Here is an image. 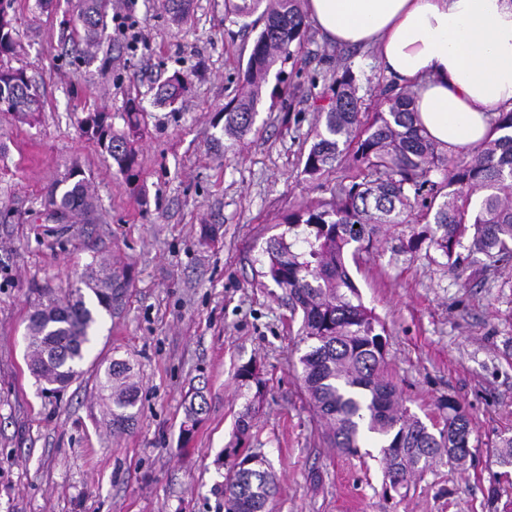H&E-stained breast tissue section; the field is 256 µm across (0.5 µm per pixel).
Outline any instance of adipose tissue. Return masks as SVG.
<instances>
[{
    "mask_svg": "<svg viewBox=\"0 0 512 512\" xmlns=\"http://www.w3.org/2000/svg\"><path fill=\"white\" fill-rule=\"evenodd\" d=\"M305 12L333 42L374 46L448 151L478 146L512 111V0H305Z\"/></svg>",
    "mask_w": 512,
    "mask_h": 512,
    "instance_id": "obj_1",
    "label": "adipose tissue"
}]
</instances>
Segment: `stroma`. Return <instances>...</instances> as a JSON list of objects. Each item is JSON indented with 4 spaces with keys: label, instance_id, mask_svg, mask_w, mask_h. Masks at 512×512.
<instances>
[{
    "label": "stroma",
    "instance_id": "1",
    "mask_svg": "<svg viewBox=\"0 0 512 512\" xmlns=\"http://www.w3.org/2000/svg\"><path fill=\"white\" fill-rule=\"evenodd\" d=\"M76 4H14L9 63L27 72L44 107L32 122L0 112V512H224L239 444L270 463L273 512H512V467L495 458L512 436V266L479 279L436 252L406 251L405 227L382 230L351 264L363 304L386 327V372L402 406L440 428L439 402L453 397L472 421V460L437 464L397 489L374 442L355 455L329 447L301 380L302 316L263 274L266 243L287 232L288 213L333 197L348 159L315 182L302 173L318 109L345 64L365 105L380 102L388 79L375 50L337 45L308 25L286 65L294 96L263 98L251 132L233 143L220 111L243 90L256 33L225 16L224 0H194L178 23L161 0H112L91 62ZM176 72L188 92L156 104ZM133 103L140 174L131 185L81 120L109 113L121 134ZM73 166L95 192L96 219L46 221V191ZM205 224L219 228L209 242ZM111 257L129 265L125 304L99 319L83 377L49 393L26 364L32 306ZM115 359L141 386L136 419L120 434L97 386ZM249 363L262 390L238 377ZM197 389L207 411L186 444L181 426ZM257 393L259 410L239 436L237 419Z\"/></svg>",
    "mask_w": 512,
    "mask_h": 512
}]
</instances>
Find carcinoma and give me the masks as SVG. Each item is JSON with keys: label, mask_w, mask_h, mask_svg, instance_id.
Returning <instances> with one entry per match:
<instances>
[{"label": "carcinoma", "mask_w": 512, "mask_h": 512, "mask_svg": "<svg viewBox=\"0 0 512 512\" xmlns=\"http://www.w3.org/2000/svg\"><path fill=\"white\" fill-rule=\"evenodd\" d=\"M14 0H0V62L14 55ZM108 0H78L82 40L88 59L95 57L107 23ZM225 10L240 19L255 17L261 30L249 55L243 81L246 91L221 109L224 134L244 137L252 128L263 89L277 64L294 58L306 40L301 0H227ZM276 71V70H274ZM270 97L288 93L285 71H276ZM187 79L175 73L159 88L162 100L177 102ZM328 107L320 109L303 172L311 180L335 167L343 153L353 165L336 183L329 202L298 207L288 214V229L304 226L300 242L282 233L267 241L265 275L285 290L293 310L302 312L300 335L310 349L300 357L309 403L327 428L330 447L357 452L366 436L376 437L385 461V478L401 486L443 459L442 449L457 448L447 458L456 464L470 455L473 427L454 399L440 401L447 410L444 431L434 433L420 419L399 408L398 387L385 375V328L360 300L348 256L368 249L383 226L410 228L407 246L422 244L439 252L448 266L461 264L457 248L468 240V255L478 271L512 263V111L493 120L496 136L480 146L450 154L415 120L410 91L390 84L374 112L362 110L357 77L349 67L336 72ZM5 111L33 120L43 104L31 81L11 85L0 77ZM137 108L128 109L129 132H112V123L97 115L103 131L90 132L129 183L139 178L134 147ZM47 219L69 224L94 220L96 203L82 172L71 169L48 191ZM425 223L435 229L417 228ZM81 286L39 302L27 326L28 369L39 382L59 392L82 375L80 369L94 340L101 312L117 313L128 292V266L121 259L91 263ZM99 389L112 402V429L121 431L136 416L138 383L130 365L114 359L99 378ZM232 478L224 486L225 512H269L277 492L271 468L244 466L239 454Z\"/></svg>", "instance_id": "carcinoma-1"}]
</instances>
